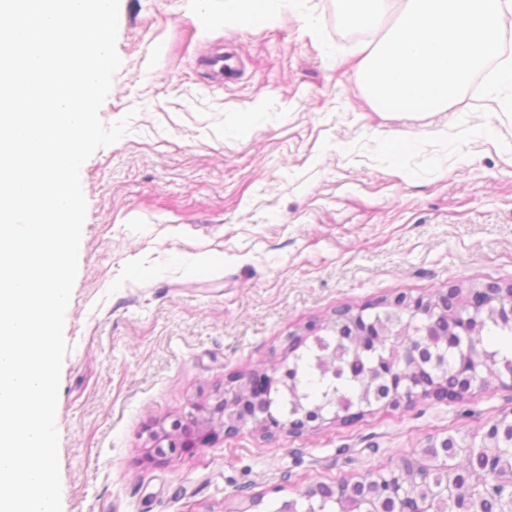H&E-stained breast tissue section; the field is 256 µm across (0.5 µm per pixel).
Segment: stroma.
Instances as JSON below:
<instances>
[{"instance_id": "35a3bbf8", "label": "stroma", "mask_w": 512, "mask_h": 512, "mask_svg": "<svg viewBox=\"0 0 512 512\" xmlns=\"http://www.w3.org/2000/svg\"><path fill=\"white\" fill-rule=\"evenodd\" d=\"M225 0H120L122 61L100 108L128 132L82 165L56 428L62 512H263L315 483L388 473L429 440L512 411L497 379L264 439L252 425L165 461L158 423L272 370L334 310L452 284L512 285V118L495 97L386 114L335 0L271 24ZM226 57L221 74L211 61Z\"/></svg>"}]
</instances>
